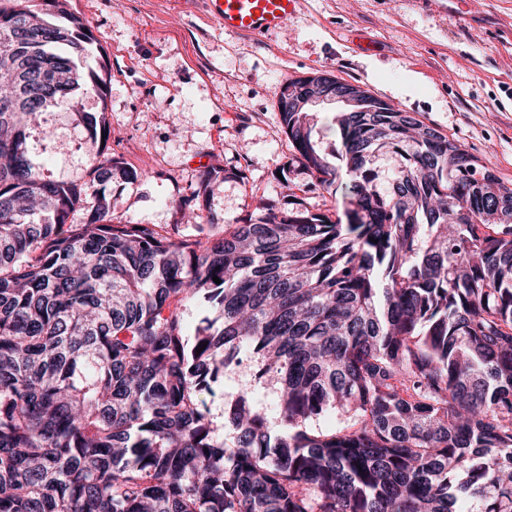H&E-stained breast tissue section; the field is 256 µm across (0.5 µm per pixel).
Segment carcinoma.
<instances>
[{
	"label": "carcinoma",
	"mask_w": 512,
	"mask_h": 512,
	"mask_svg": "<svg viewBox=\"0 0 512 512\" xmlns=\"http://www.w3.org/2000/svg\"><path fill=\"white\" fill-rule=\"evenodd\" d=\"M45 5L58 22L29 0L0 9V86L21 99L0 112V512H512V187L379 98L336 116L330 159L311 113L290 111L293 78L284 133L318 184L344 163L346 222L269 208L204 237L117 224L107 186L140 174L101 145L105 112L78 113L92 205L29 155L43 112L108 91L105 62L79 63L82 19ZM39 32L46 73L13 52ZM245 359L283 433L239 391L228 441L202 395Z\"/></svg>",
	"instance_id": "1"
}]
</instances>
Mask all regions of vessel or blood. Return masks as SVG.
Instances as JSON below:
<instances>
[{
	"label": "vessel or blood",
	"instance_id": "b4317fda",
	"mask_svg": "<svg viewBox=\"0 0 512 512\" xmlns=\"http://www.w3.org/2000/svg\"><path fill=\"white\" fill-rule=\"evenodd\" d=\"M225 29L254 38L283 28L296 13L298 0H208Z\"/></svg>",
	"mask_w": 512,
	"mask_h": 512
}]
</instances>
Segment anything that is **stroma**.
I'll return each mask as SVG.
<instances>
[{"label": "stroma", "mask_w": 512, "mask_h": 512, "mask_svg": "<svg viewBox=\"0 0 512 512\" xmlns=\"http://www.w3.org/2000/svg\"><path fill=\"white\" fill-rule=\"evenodd\" d=\"M106 57V99L51 108L28 138L45 178L76 182L93 202L91 162L76 151L83 112L106 111L112 154L136 169L114 182L111 207L124 224L182 223L184 210L220 226L255 220L295 202L342 211V198L295 164L277 93L286 80L330 71L458 140L512 184V0H299L287 33L255 39L225 30L205 0H68ZM209 157V167L198 166ZM216 173L202 187L204 170ZM271 401L249 366L224 374L207 395L215 421L226 393Z\"/></svg>", "instance_id": "stroma-1"}]
</instances>
